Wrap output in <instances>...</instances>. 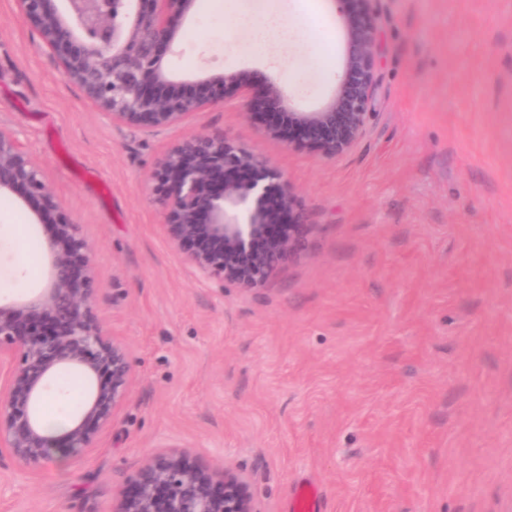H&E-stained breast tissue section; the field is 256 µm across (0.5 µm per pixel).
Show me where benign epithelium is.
Returning a JSON list of instances; mask_svg holds the SVG:
<instances>
[{"label":"benign epithelium","instance_id":"obj_1","mask_svg":"<svg viewBox=\"0 0 512 512\" xmlns=\"http://www.w3.org/2000/svg\"><path fill=\"white\" fill-rule=\"evenodd\" d=\"M14 0L15 9L57 61L62 76L113 124L142 130L184 126L230 91L253 92L247 71L206 76L200 90L170 80L160 47L178 38L174 21L195 0ZM371 0H336L345 34L344 65L331 100L316 112L295 110L284 85L266 82L263 99L277 121L265 136L290 150L327 159L363 138L377 82ZM170 244L200 274L242 291L263 286L302 248L308 225L288 176L264 154L222 134L196 132L168 146L152 174ZM15 194L43 226L49 263L45 287L0 302V458L36 469L91 447L111 423L132 379L125 345L107 336L93 309L94 271L79 217L45 183L12 131L0 125V195ZM88 384L62 434L46 431L40 402L64 373ZM113 512H254L246 477L209 469L183 451L151 456L121 492Z\"/></svg>","mask_w":512,"mask_h":512}]
</instances>
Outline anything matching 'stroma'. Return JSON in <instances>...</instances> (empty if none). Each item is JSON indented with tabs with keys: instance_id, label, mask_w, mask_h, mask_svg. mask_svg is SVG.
Listing matches in <instances>:
<instances>
[{
	"instance_id": "obj_1",
	"label": "stroma",
	"mask_w": 512,
	"mask_h": 512,
	"mask_svg": "<svg viewBox=\"0 0 512 512\" xmlns=\"http://www.w3.org/2000/svg\"><path fill=\"white\" fill-rule=\"evenodd\" d=\"M373 118L326 159L265 136L267 80L332 97V0H196L164 64L185 87L247 70L250 97L181 128L112 124L0 0V124L82 222L95 312L133 379L91 448L0 463V512H112L144 459L178 449L248 480L255 512H512V0H372ZM224 134L285 171L309 231L263 286L202 277L151 193L166 147ZM42 230L0 196V297L42 288Z\"/></svg>"
}]
</instances>
